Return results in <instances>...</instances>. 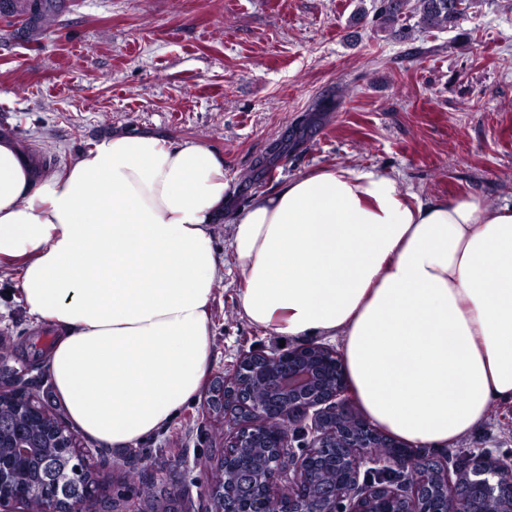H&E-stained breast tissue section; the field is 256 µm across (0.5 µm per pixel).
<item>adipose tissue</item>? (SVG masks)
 Masks as SVG:
<instances>
[{"label": "adipose tissue", "instance_id": "adipose-tissue-1", "mask_svg": "<svg viewBox=\"0 0 512 512\" xmlns=\"http://www.w3.org/2000/svg\"><path fill=\"white\" fill-rule=\"evenodd\" d=\"M227 189L197 142L115 134L38 174L0 138V269L54 335V396L82 435L137 446L200 390ZM230 238L242 318L339 342L384 432L443 452L512 406V206L413 203L392 175L335 167L255 198Z\"/></svg>", "mask_w": 512, "mask_h": 512}]
</instances>
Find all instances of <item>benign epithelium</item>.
I'll list each match as a JSON object with an SVG mask.
<instances>
[{"mask_svg":"<svg viewBox=\"0 0 512 512\" xmlns=\"http://www.w3.org/2000/svg\"><path fill=\"white\" fill-rule=\"evenodd\" d=\"M23 410V423L0 430V512L35 498L52 512H108L88 468L72 467L78 438L63 417L0 388V402ZM235 426L212 482L215 512H512V459L466 456L450 470L375 428L356 412L342 359L320 344L239 356L211 397ZM309 440L288 457V442ZM57 471L39 484H15V466L48 445Z\"/></svg>","mask_w":512,"mask_h":512,"instance_id":"obj_1","label":"benign epithelium"}]
</instances>
